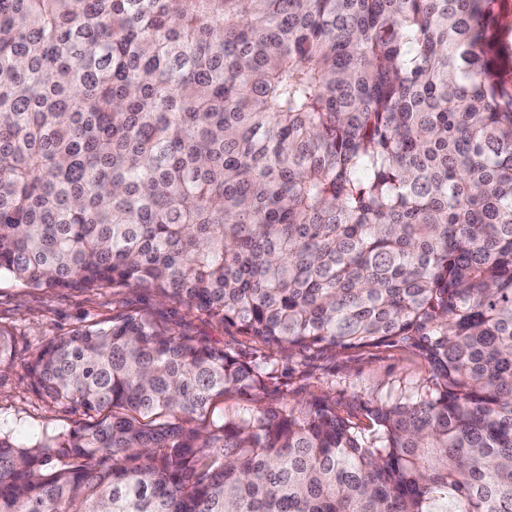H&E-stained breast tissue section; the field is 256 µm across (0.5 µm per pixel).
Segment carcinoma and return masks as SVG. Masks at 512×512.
<instances>
[{
  "mask_svg": "<svg viewBox=\"0 0 512 512\" xmlns=\"http://www.w3.org/2000/svg\"><path fill=\"white\" fill-rule=\"evenodd\" d=\"M501 0H0V275L144 288L36 348L97 414L0 434V512H512V62ZM420 384L197 417L278 357Z\"/></svg>",
  "mask_w": 512,
  "mask_h": 512,
  "instance_id": "carcinoma-1",
  "label": "carcinoma"
}]
</instances>
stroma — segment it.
<instances>
[{"label": "stroma", "instance_id": "1", "mask_svg": "<svg viewBox=\"0 0 512 512\" xmlns=\"http://www.w3.org/2000/svg\"><path fill=\"white\" fill-rule=\"evenodd\" d=\"M122 312L140 313L159 328L229 350L242 349L244 344L235 328L142 288H26L2 275L0 326L13 335L15 358L11 369L0 375V432L26 442L43 431L62 432L85 421L82 410L33 391L28 362L42 343L82 325L109 323ZM422 373V366L411 355L384 348L335 353L304 364L284 359L266 390L255 395H225L216 407L234 412L246 406L292 405L327 395L339 411L346 412L358 400L386 394L399 382L419 379Z\"/></svg>", "mask_w": 512, "mask_h": 512}]
</instances>
